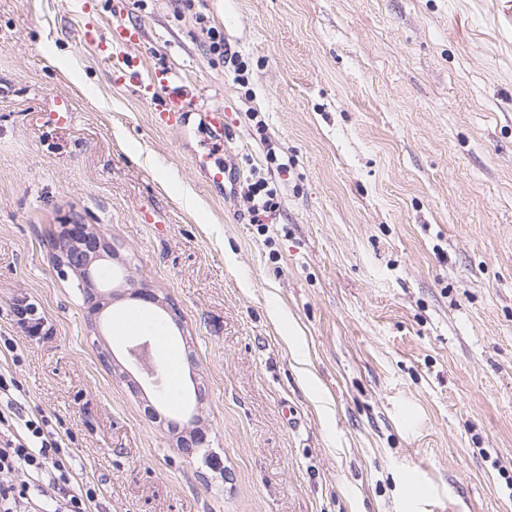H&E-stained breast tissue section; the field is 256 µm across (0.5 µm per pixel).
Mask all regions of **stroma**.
I'll return each mask as SVG.
<instances>
[{
  "instance_id": "stroma-1",
  "label": "stroma",
  "mask_w": 512,
  "mask_h": 512,
  "mask_svg": "<svg viewBox=\"0 0 512 512\" xmlns=\"http://www.w3.org/2000/svg\"><path fill=\"white\" fill-rule=\"evenodd\" d=\"M116 1L0 0V336L21 356L0 372L70 436L75 481L100 512H512V17L496 0H120L128 44ZM128 51L197 83L223 138L197 113L159 125L102 61ZM259 177L279 204L262 224ZM71 220L178 307L165 330L220 468L180 453L173 401L149 417L103 362L127 360L117 316L159 310L116 280L87 320L52 257ZM23 298L47 337H25ZM247 199L252 203L250 213L255 223L262 224L261 217H269L277 211L276 193L268 189L265 181L259 180L249 185Z\"/></svg>"
}]
</instances>
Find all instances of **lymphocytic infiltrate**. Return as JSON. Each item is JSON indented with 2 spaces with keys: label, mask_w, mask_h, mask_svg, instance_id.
Segmentation results:
<instances>
[{
  "label": "lymphocytic infiltrate",
  "mask_w": 512,
  "mask_h": 512,
  "mask_svg": "<svg viewBox=\"0 0 512 512\" xmlns=\"http://www.w3.org/2000/svg\"><path fill=\"white\" fill-rule=\"evenodd\" d=\"M11 414H0V426L12 431L0 440V512H43V485L57 492L53 512H89L94 487L70 486L71 451L61 437L27 418L20 402H11Z\"/></svg>",
  "instance_id": "obj_1"
}]
</instances>
